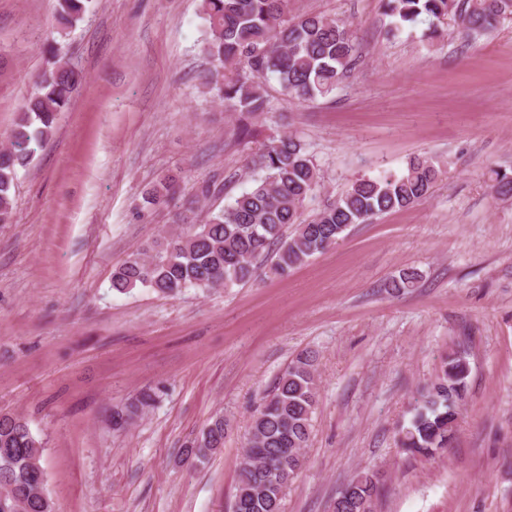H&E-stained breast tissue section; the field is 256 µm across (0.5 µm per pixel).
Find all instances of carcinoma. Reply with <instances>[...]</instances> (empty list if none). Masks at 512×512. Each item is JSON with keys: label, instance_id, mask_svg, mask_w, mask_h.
Here are the masks:
<instances>
[{"label": "carcinoma", "instance_id": "obj_1", "mask_svg": "<svg viewBox=\"0 0 512 512\" xmlns=\"http://www.w3.org/2000/svg\"><path fill=\"white\" fill-rule=\"evenodd\" d=\"M396 24L429 22V39L442 37L441 25L454 23L468 40L493 32L512 17V0H383ZM84 14L83 0H54L61 30L74 28ZM207 35L201 52L210 67L204 93L239 115L234 137L248 145L253 121L271 109L267 85L276 80L284 94L302 101L326 98L356 69L360 54L350 26L324 13L288 15V0H200ZM46 66L27 99L8 144L0 149V224L12 223L18 170L28 167L52 135L60 112L70 104L84 75L59 48L47 49ZM259 170L253 186L224 207L208 212L202 224H188L133 251L112 271V290L127 294L149 288L178 295L188 288L210 290L244 285L266 263L274 276H286L334 245L354 224L423 202L441 167L427 156L410 161L401 174L354 181L341 195L311 216L302 204L319 186L320 174L302 138L293 133L269 138L252 153ZM183 179L172 170L143 191L148 208L168 204ZM497 200L512 198V174L495 171L489 185ZM315 357L293 359L254 416L239 465L232 512H281L278 486L285 473L300 466L297 451L307 447L317 404ZM469 363L452 353L442 360L437 379L415 400L399 442L413 456L448 447L466 397ZM156 392L144 390L112 413V430L123 432L155 404ZM227 423L215 415L184 448L185 461L201 462L224 447ZM42 442L26 419L0 411V512H54L45 491ZM380 493L379 480L361 473L347 483L332 512H361Z\"/></svg>", "mask_w": 512, "mask_h": 512}]
</instances>
